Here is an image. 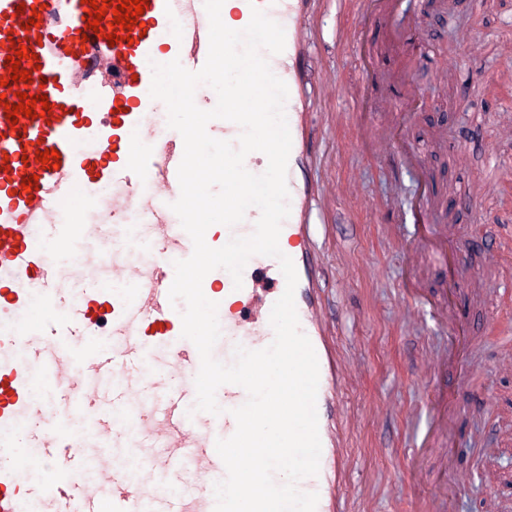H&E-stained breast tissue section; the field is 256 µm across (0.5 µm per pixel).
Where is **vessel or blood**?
<instances>
[{"label": "vessel or blood", "mask_w": 512, "mask_h": 512, "mask_svg": "<svg viewBox=\"0 0 512 512\" xmlns=\"http://www.w3.org/2000/svg\"><path fill=\"white\" fill-rule=\"evenodd\" d=\"M234 2L241 25L258 8L285 31L284 51L269 59L288 87L292 138L290 216L279 246L295 263L300 327L320 368V470L299 487L318 494L316 512H348V368L326 332L318 294L323 261L310 245V164L318 151L304 50L310 0ZM23 6L41 7L37 26L20 14ZM88 11L81 0H0V79L8 81L0 89V512H30L34 504L42 512H214L213 486L226 476L215 441L234 433L231 411L247 394L226 384L216 394L222 414L194 409L199 353L182 338L180 310L168 296L174 261L193 251L170 208L180 195L184 143L161 127L166 108L149 94L152 63L203 67L208 16L203 0H148L144 29L112 44L86 31ZM376 21L396 44L412 23L397 0H367L355 35ZM17 40L30 52L21 61L27 82L10 79L7 58ZM21 92L47 95L51 117L10 123L5 107ZM349 93L360 106L356 148L383 144L392 169L418 168L399 129L380 126L366 109L373 72L363 71ZM40 148L58 150L59 167H42ZM32 175L36 190L22 191ZM258 217L252 207L235 227L211 226L207 244L250 235ZM91 236L98 249L84 247ZM57 250L65 264L55 260ZM425 255L448 259L431 228L416 239L409 265ZM202 289L220 305L216 359L232 362L238 344L256 350L272 342L270 312L285 290L276 259L251 257L242 289L223 269L208 273ZM59 392L67 401L58 409L52 397ZM92 441L101 449L94 458L86 453Z\"/></svg>", "instance_id": "1"}]
</instances>
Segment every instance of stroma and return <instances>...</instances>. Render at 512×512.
Wrapping results in <instances>:
<instances>
[{
    "label": "stroma",
    "instance_id": "stroma-1",
    "mask_svg": "<svg viewBox=\"0 0 512 512\" xmlns=\"http://www.w3.org/2000/svg\"><path fill=\"white\" fill-rule=\"evenodd\" d=\"M407 4L415 29L379 65L400 77L389 105L422 162L444 180L440 194L456 222L448 253L461 259L457 274L428 261L420 266L458 308L461 320L451 328L400 291L412 224L400 225V242L382 237V225L395 222L392 183L409 203L417 171L395 174L383 157L353 150V106L327 90L358 77L355 37H338L335 28L340 17L361 13L362 0H325L308 47L320 175L332 200L314 209L312 224L329 255L328 309L353 368L345 401L355 431L374 446L355 454L347 506L406 512L412 495L442 493L452 512H499L512 502V364L499 359L512 349V256L497 243L500 220L512 215V81L499 77L501 54L512 44V0ZM410 85L421 88L419 98L407 97ZM326 222L336 226L329 240ZM447 339L454 343L448 369L431 379L427 357ZM436 385L448 390V444L419 450L413 441Z\"/></svg>",
    "mask_w": 512,
    "mask_h": 512
}]
</instances>
